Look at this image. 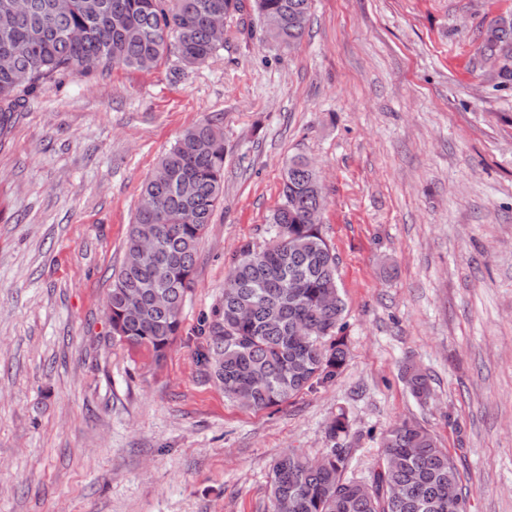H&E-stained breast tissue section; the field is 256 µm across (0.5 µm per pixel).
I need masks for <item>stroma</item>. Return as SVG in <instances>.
I'll return each mask as SVG.
<instances>
[{"mask_svg":"<svg viewBox=\"0 0 512 512\" xmlns=\"http://www.w3.org/2000/svg\"><path fill=\"white\" fill-rule=\"evenodd\" d=\"M512 0H313L288 50L224 25L207 64L66 76L0 145V512H264L274 461L351 423L348 476L403 419L454 455L469 512H512V88L479 33ZM224 131V198L166 358L112 342L104 301L143 183L181 132ZM312 161L350 358L279 407L231 402L197 327L265 246L288 160ZM432 379L426 406L401 378Z\"/></svg>","mask_w":512,"mask_h":512,"instance_id":"35a3bbf8","label":"stroma"}]
</instances>
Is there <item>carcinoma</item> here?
<instances>
[{"instance_id": "cac0c4a2", "label": "carcinoma", "mask_w": 512, "mask_h": 512, "mask_svg": "<svg viewBox=\"0 0 512 512\" xmlns=\"http://www.w3.org/2000/svg\"><path fill=\"white\" fill-rule=\"evenodd\" d=\"M0 0V143L13 128L23 96L57 76L150 69L174 56L185 68L206 64L224 47L214 20L251 10L276 17L267 38L301 43L312 0ZM480 52L501 59L500 83L512 84V15L479 34ZM314 166L294 157L285 168L281 204L269 218L270 241L241 247L224 294L198 333V362L247 408L281 406L333 381L350 357L341 335L345 302L336 253L312 216L326 206ZM224 194V133L212 120L186 128L143 184L130 224L124 262L106 299L112 340L165 357L182 328L197 246ZM404 379L426 404L431 379L412 365ZM351 424L339 411L327 424L332 446L317 459L301 450L275 461L268 512H467L466 498L448 500L460 475L447 449L412 420L381 436L382 451L360 479L347 476Z\"/></svg>"}]
</instances>
